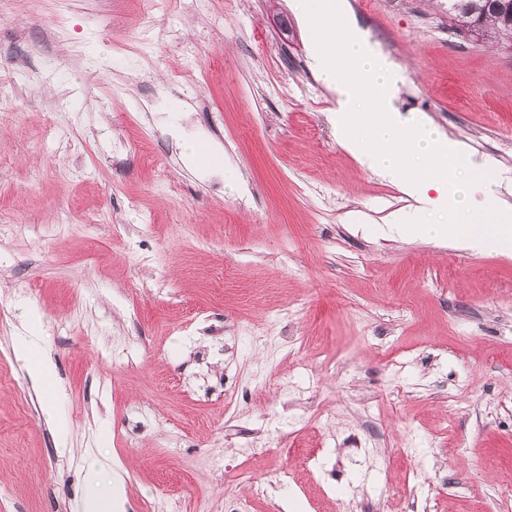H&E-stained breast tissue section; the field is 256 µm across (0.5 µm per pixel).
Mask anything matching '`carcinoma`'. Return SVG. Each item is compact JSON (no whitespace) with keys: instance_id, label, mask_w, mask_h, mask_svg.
<instances>
[{"instance_id":"1","label":"carcinoma","mask_w":512,"mask_h":512,"mask_svg":"<svg viewBox=\"0 0 512 512\" xmlns=\"http://www.w3.org/2000/svg\"><path fill=\"white\" fill-rule=\"evenodd\" d=\"M448 15L460 32L481 21L484 41L512 44V0H448Z\"/></svg>"}]
</instances>
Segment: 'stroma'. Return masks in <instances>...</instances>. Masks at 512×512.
Returning a JSON list of instances; mask_svg holds the SVG:
<instances>
[{
    "instance_id": "obj_1",
    "label": "stroma",
    "mask_w": 512,
    "mask_h": 512,
    "mask_svg": "<svg viewBox=\"0 0 512 512\" xmlns=\"http://www.w3.org/2000/svg\"><path fill=\"white\" fill-rule=\"evenodd\" d=\"M296 4L0 0V512H77L91 455L135 512H225L252 432V512H512V257L387 224L408 202L340 145ZM347 7L512 204V50L448 0ZM24 336H18L14 343V351L24 360L28 374L35 387L44 396V411L49 418L54 417V402L62 392L56 384L52 361L45 350L39 345L36 336V324L26 325Z\"/></svg>"
}]
</instances>
